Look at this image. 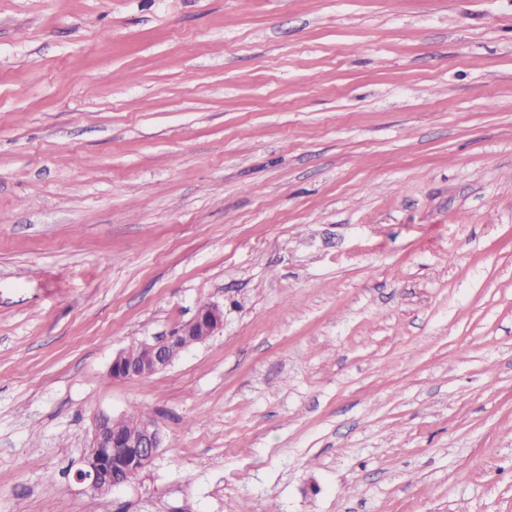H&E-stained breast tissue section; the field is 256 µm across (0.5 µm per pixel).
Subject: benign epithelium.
I'll return each instance as SVG.
<instances>
[{"instance_id": "7a95c632", "label": "benign epithelium", "mask_w": 512, "mask_h": 512, "mask_svg": "<svg viewBox=\"0 0 512 512\" xmlns=\"http://www.w3.org/2000/svg\"><path fill=\"white\" fill-rule=\"evenodd\" d=\"M223 325V310L215 304L203 305L178 333L140 343L139 359H128L122 349L116 352L110 365L112 378L142 379L152 376L168 367L180 355L184 349L182 340L191 338L195 343L202 342L215 335ZM163 443V431L153 420L142 422L139 431L134 434H123L112 428L111 416L100 413L93 420L91 444L74 477L95 494L108 493L134 476V472L122 461L133 459L141 466H147L155 459Z\"/></svg>"}]
</instances>
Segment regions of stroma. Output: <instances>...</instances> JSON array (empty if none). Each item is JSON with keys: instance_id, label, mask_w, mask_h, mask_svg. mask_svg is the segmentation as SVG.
Returning a JSON list of instances; mask_svg holds the SVG:
<instances>
[{"instance_id": "stroma-1", "label": "stroma", "mask_w": 512, "mask_h": 512, "mask_svg": "<svg viewBox=\"0 0 512 512\" xmlns=\"http://www.w3.org/2000/svg\"><path fill=\"white\" fill-rule=\"evenodd\" d=\"M244 507L512 512V0H0V512ZM224 325V312L215 304H206L197 310L193 319L183 325L178 333L153 342H141L132 344L126 348L129 360L124 349L119 350L112 357L110 371L114 379L147 378L173 363L184 349V345L192 341L202 342L214 336ZM141 347V350H140ZM146 414L115 417L106 413L95 416L92 425L91 444L82 460V466L74 474L75 479L86 484L94 494H105L127 483L135 472L122 461L133 459L141 467L150 465L164 443V435L154 420H146ZM146 420V421H144ZM143 421V422H142ZM123 434L121 432H133Z\"/></svg>"}]
</instances>
